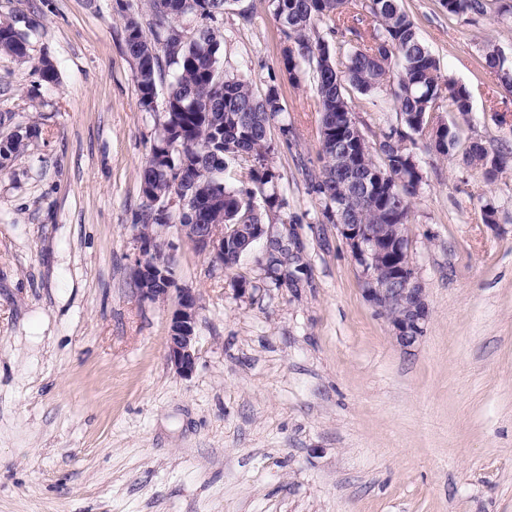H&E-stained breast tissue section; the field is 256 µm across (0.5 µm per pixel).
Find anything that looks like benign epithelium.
I'll return each mask as SVG.
<instances>
[{"label":"benign epithelium","mask_w":512,"mask_h":512,"mask_svg":"<svg viewBox=\"0 0 512 512\" xmlns=\"http://www.w3.org/2000/svg\"><path fill=\"white\" fill-rule=\"evenodd\" d=\"M339 205L343 223L336 225L361 269L362 293L374 310L385 317L395 341L409 350L426 332L430 309L411 259L409 225L350 224L353 211L348 209L346 189ZM180 234L196 252L224 264L230 255L222 224H180ZM138 258L132 268L133 280L139 282L141 296L150 301H171L168 324L167 358L177 375L191 377L198 362L199 298L192 288L177 283L175 244L161 243L163 256L157 257L152 243L136 237Z\"/></svg>","instance_id":"1"}]
</instances>
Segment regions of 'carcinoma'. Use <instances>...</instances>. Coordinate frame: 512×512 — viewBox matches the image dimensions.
<instances>
[{"label": "carcinoma", "instance_id": "cac0c4a2", "mask_svg": "<svg viewBox=\"0 0 512 512\" xmlns=\"http://www.w3.org/2000/svg\"><path fill=\"white\" fill-rule=\"evenodd\" d=\"M151 20L144 31L133 13L125 15L126 52L134 62L138 105L155 111L162 66L173 71L164 118L140 171L145 205L143 228L166 224H205L220 217L225 231L237 224H263L270 213L285 208L277 191L278 176L269 165L272 128L283 111L280 92L270 86L262 94L240 75L223 67L220 40L214 28H190L197 18L214 20L238 0H147ZM453 14L483 15L486 0H440ZM280 27L281 63L292 73L306 64L316 72L320 113L318 136L323 169L313 186L324 201V215L336 223L338 189L350 183L356 224H398L409 218L412 198L423 182L404 146L410 133H429V149L451 156L459 143L457 132L434 122L439 104L461 115L470 110V93L443 77L439 64L420 39L401 0H268ZM369 14L372 33L363 37L355 27L360 11ZM320 22L331 33H349L353 40L334 45L316 32ZM28 33L10 23L0 24V52L19 60L27 57ZM486 66L512 90V63L492 43L483 48ZM42 81H57L54 63L47 57L35 67ZM393 87L402 127L380 132L378 153L366 138H352L346 119L353 113L350 91L373 95ZM39 130L29 127L0 140V167L20 154ZM350 153L359 180L349 182L348 170L336 162L339 151ZM470 167L489 182L505 167L508 155L491 152L478 141L463 152ZM261 196L264 209L255 205ZM268 267L276 272L288 261V245L269 241Z\"/></svg>", "mask_w": 512, "mask_h": 512}]
</instances>
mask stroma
<instances>
[{
    "instance_id": "obj_1",
    "label": "stroma",
    "mask_w": 512,
    "mask_h": 512,
    "mask_svg": "<svg viewBox=\"0 0 512 512\" xmlns=\"http://www.w3.org/2000/svg\"><path fill=\"white\" fill-rule=\"evenodd\" d=\"M402 6L471 94L467 116L443 105L439 119L461 143L512 152V92L483 56L490 42L512 58V0L481 16ZM127 9L148 13L146 0H0L2 23L40 17L28 60L0 54V137L39 128L0 172V512H512V162L490 183L461 154L429 152L427 134L409 140L431 316L402 349L312 190L315 75L281 64L267 0H236L215 23L223 64L256 92L276 86L275 122L295 130L269 157L287 206L267 228L288 240V281L264 246L228 270L164 230L179 285L199 295L197 369L180 377L170 307L131 276L171 74L140 111ZM45 56L56 83L34 70ZM352 99L371 144L399 125L390 89Z\"/></svg>"
}]
</instances>
